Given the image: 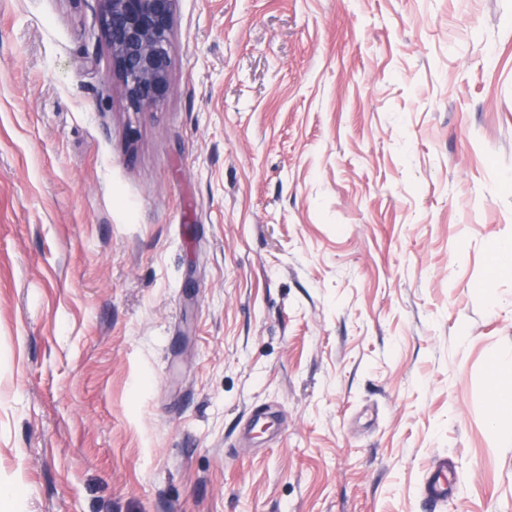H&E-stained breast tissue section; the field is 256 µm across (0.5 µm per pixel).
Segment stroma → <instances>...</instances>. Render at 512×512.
<instances>
[{
    "mask_svg": "<svg viewBox=\"0 0 512 512\" xmlns=\"http://www.w3.org/2000/svg\"><path fill=\"white\" fill-rule=\"evenodd\" d=\"M0 0V512H512V0ZM100 38L127 109L157 107L170 92L171 35L176 0H95ZM488 396L494 406L493 423L499 424L502 419H510L512 415V378L505 374V370L495 364L490 371Z\"/></svg>",
    "mask_w": 512,
    "mask_h": 512,
    "instance_id": "35a3bbf8",
    "label": "stroma"
}]
</instances>
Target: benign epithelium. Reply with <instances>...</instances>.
I'll return each instance as SVG.
<instances>
[{
	"instance_id": "1",
	"label": "benign epithelium",
	"mask_w": 512,
	"mask_h": 512,
	"mask_svg": "<svg viewBox=\"0 0 512 512\" xmlns=\"http://www.w3.org/2000/svg\"><path fill=\"white\" fill-rule=\"evenodd\" d=\"M100 38L127 109L157 107L170 92L176 0H96Z\"/></svg>"
}]
</instances>
